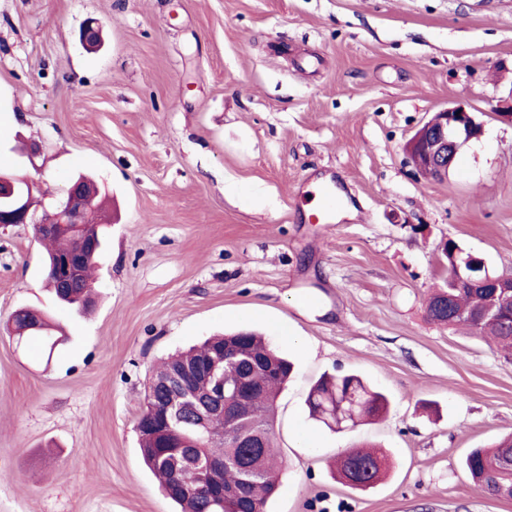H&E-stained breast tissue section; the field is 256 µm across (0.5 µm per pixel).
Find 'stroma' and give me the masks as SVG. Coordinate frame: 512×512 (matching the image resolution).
Returning a JSON list of instances; mask_svg holds the SVG:
<instances>
[{"label":"stroma","instance_id":"obj_1","mask_svg":"<svg viewBox=\"0 0 512 512\" xmlns=\"http://www.w3.org/2000/svg\"><path fill=\"white\" fill-rule=\"evenodd\" d=\"M511 96L512 0H0V170L46 206L90 177L114 213L86 314L47 288L31 225L0 228V512H176L138 448L149 378L236 328L294 365L268 512H512L463 468L512 433V354L426 311L445 241L512 275ZM454 103L483 136L418 174L407 141ZM327 177L337 217L315 224L301 190ZM20 307L63 326L52 360L6 332ZM348 373L389 411L334 432L306 400ZM362 445L389 471L354 490L330 462Z\"/></svg>","mask_w":512,"mask_h":512}]
</instances>
